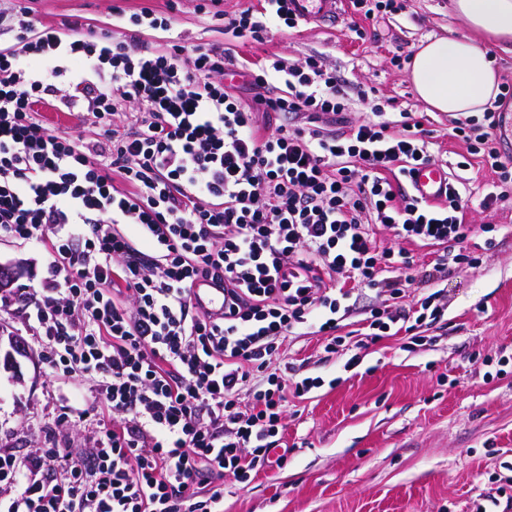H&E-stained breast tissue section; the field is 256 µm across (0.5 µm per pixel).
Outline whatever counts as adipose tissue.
Listing matches in <instances>:
<instances>
[{
	"label": "adipose tissue",
	"mask_w": 512,
	"mask_h": 512,
	"mask_svg": "<svg viewBox=\"0 0 512 512\" xmlns=\"http://www.w3.org/2000/svg\"><path fill=\"white\" fill-rule=\"evenodd\" d=\"M452 8L473 31V38L447 36L422 43L409 80L431 111L457 118L484 111L499 93L483 42L512 41V0H452Z\"/></svg>",
	"instance_id": "ef3b65f1"
}]
</instances>
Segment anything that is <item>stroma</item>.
<instances>
[{
  "label": "stroma",
  "mask_w": 512,
  "mask_h": 512,
  "mask_svg": "<svg viewBox=\"0 0 512 512\" xmlns=\"http://www.w3.org/2000/svg\"><path fill=\"white\" fill-rule=\"evenodd\" d=\"M199 0H124L128 10L147 7L169 17V31H150L149 48L170 40L229 48L254 62L269 54L302 60L324 55L335 69L354 113L368 112L361 88L391 101L395 112L423 117L436 160L450 174L477 186L491 173L469 164L466 146L450 135L447 114L428 111L408 80V71L391 63L396 54H413L435 37L465 38L468 28L454 16L449 0H407L404 11L372 22L351 16L341 0L333 23L301 25L266 41H233L223 21L200 14ZM111 0H31L35 16L60 23L79 15L96 31L112 28ZM466 170H459V163ZM475 225L467 245L483 253L476 268H460L440 282V320L419 328L425 345L398 335L356 349L366 318L381 307L376 291H357L346 324V348L324 353L322 337L292 336L280 347V363L300 376L320 377L323 387L289 397L280 446L283 466L252 476L245 485L225 483L221 512H512V197L484 210L472 205ZM492 233H482V226ZM493 248H486V239ZM25 267L23 284L39 278L46 263L43 246L0 237V263ZM26 294L0 292V337H20L23 379L0 373V448L23 455L45 445L49 428L71 414L75 399L50 380L24 319ZM357 366H349L352 352Z\"/></svg>",
  "instance_id": "stroma-1"
}]
</instances>
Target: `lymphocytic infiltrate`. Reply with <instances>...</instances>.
Wrapping results in <instances>:
<instances>
[{
    "label": "lymphocytic infiltrate",
    "mask_w": 512,
    "mask_h": 512,
    "mask_svg": "<svg viewBox=\"0 0 512 512\" xmlns=\"http://www.w3.org/2000/svg\"><path fill=\"white\" fill-rule=\"evenodd\" d=\"M288 2L229 14L223 0H202L199 11L259 41L299 27ZM110 14L113 32L99 37L0 0L13 34L0 47V235L45 247L26 319L49 375L92 384L99 398L69 421L95 424L82 458L0 450V512H213L226 480L247 483L270 465L288 396L324 384L271 371L287 337L305 329L335 353L358 286L389 299L366 320L370 340L436 321L435 284L480 262L466 247L471 200L486 208L512 193L494 111L452 126L495 174L490 189L454 177L427 203L403 189L415 166L435 161L421 121L377 103L351 117L324 56L266 57L239 87L224 80L226 50L146 46L145 32L169 30L166 16L116 4ZM41 104L78 114L97 138L50 130ZM374 224L439 247L435 264L417 269L405 249H378ZM200 281L229 294L227 312L195 303Z\"/></svg>",
    "instance_id": "1"
}]
</instances>
